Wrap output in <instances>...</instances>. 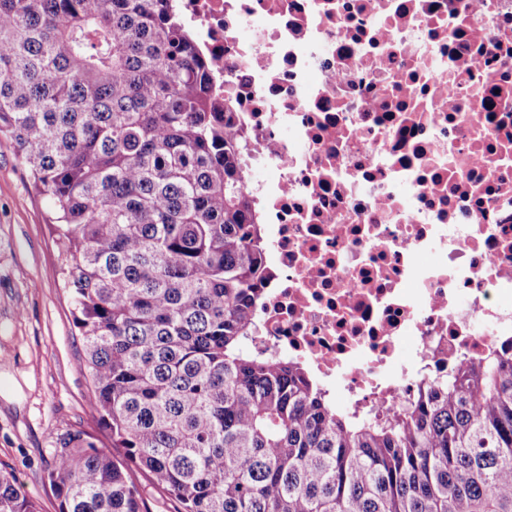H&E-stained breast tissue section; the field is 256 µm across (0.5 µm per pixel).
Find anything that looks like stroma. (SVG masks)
<instances>
[{
  "label": "stroma",
  "mask_w": 512,
  "mask_h": 512,
  "mask_svg": "<svg viewBox=\"0 0 512 512\" xmlns=\"http://www.w3.org/2000/svg\"><path fill=\"white\" fill-rule=\"evenodd\" d=\"M52 203L35 190L11 141L0 138V470L13 473L37 512H58L47 473L57 441L84 429L122 458L89 401L91 380Z\"/></svg>",
  "instance_id": "35a3bbf8"
}]
</instances>
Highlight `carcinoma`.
Returning a JSON list of instances; mask_svg holds the SVG:
<instances>
[{"label": "carcinoma", "mask_w": 512, "mask_h": 512, "mask_svg": "<svg viewBox=\"0 0 512 512\" xmlns=\"http://www.w3.org/2000/svg\"><path fill=\"white\" fill-rule=\"evenodd\" d=\"M177 0H0V135L55 212L98 422L179 512H512V340L379 419L243 351L270 277L246 146ZM58 512H146L83 430ZM0 512H36L0 472Z\"/></svg>", "instance_id": "cac0c4a2"}]
</instances>
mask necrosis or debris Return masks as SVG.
Wrapping results in <instances>:
<instances>
[{
  "label": "necrosis or debris",
  "instance_id": "4bbe7bcc",
  "mask_svg": "<svg viewBox=\"0 0 512 512\" xmlns=\"http://www.w3.org/2000/svg\"><path fill=\"white\" fill-rule=\"evenodd\" d=\"M274 269L254 350L381 416L512 336V0H180Z\"/></svg>",
  "mask_w": 512,
  "mask_h": 512
}]
</instances>
